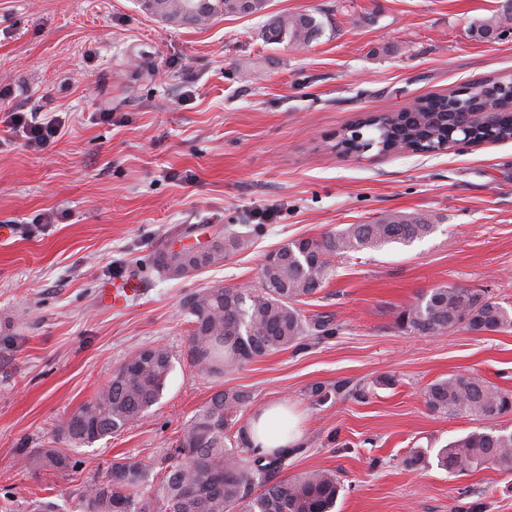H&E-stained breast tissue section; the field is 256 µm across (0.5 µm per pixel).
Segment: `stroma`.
Returning a JSON list of instances; mask_svg holds the SVG:
<instances>
[{"label": "stroma", "mask_w": 512, "mask_h": 512, "mask_svg": "<svg viewBox=\"0 0 512 512\" xmlns=\"http://www.w3.org/2000/svg\"><path fill=\"white\" fill-rule=\"evenodd\" d=\"M505 0H268V13H313L310 45L271 44L263 17L175 26L139 0H0V106L62 117L39 150L0 145V499L14 512L104 475L113 458L156 465L184 423L220 389L248 392L234 428L272 403L302 418L289 475L335 471L334 512H512V470L451 474L440 448L480 426L431 412L435 380L474 372L512 390V329L417 335L396 316L439 285L482 289L512 308V140L438 154L369 150L344 157L337 132L367 113L512 76V35L480 22ZM111 113V121L101 113ZM276 207V223L256 210ZM436 229L352 252L302 305L329 316V336L243 364L221 378L186 359L183 296L214 285L258 287L266 253L298 238L388 214ZM194 228L207 249L220 227L249 246L182 278L152 260ZM133 278L126 307L100 288ZM166 346L173 369L148 416L68 452L79 472L26 471L22 453L51 447L60 420L93 398L134 350ZM424 460L409 465L414 454Z\"/></svg>", "instance_id": "35a3bbf8"}]
</instances>
